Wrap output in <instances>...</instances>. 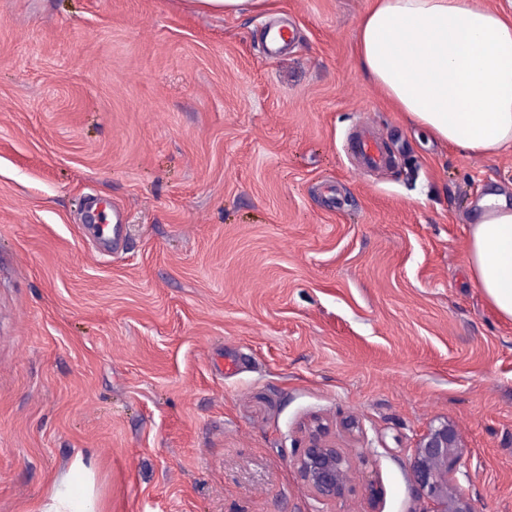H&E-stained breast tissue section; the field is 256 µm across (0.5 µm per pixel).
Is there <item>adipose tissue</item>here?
<instances>
[{"label": "adipose tissue", "mask_w": 512, "mask_h": 512, "mask_svg": "<svg viewBox=\"0 0 512 512\" xmlns=\"http://www.w3.org/2000/svg\"><path fill=\"white\" fill-rule=\"evenodd\" d=\"M354 43L359 69L433 138L463 155L512 145V18L482 0H370ZM478 206L468 271L512 320V205L491 194ZM34 512H103L92 460L76 456Z\"/></svg>", "instance_id": "adipose-tissue-1"}]
</instances>
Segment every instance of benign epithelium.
Listing matches in <instances>:
<instances>
[{
  "instance_id": "obj_1",
  "label": "benign epithelium",
  "mask_w": 512,
  "mask_h": 512,
  "mask_svg": "<svg viewBox=\"0 0 512 512\" xmlns=\"http://www.w3.org/2000/svg\"><path fill=\"white\" fill-rule=\"evenodd\" d=\"M300 432L301 446L292 462L300 480L317 502L343 503L352 492L347 480L349 456L336 445L329 423L319 415L303 422ZM469 464L457 426L446 418L431 421L416 439L409 459L413 481L430 504L429 512H473L457 479ZM365 497L366 512H380L381 486L369 484Z\"/></svg>"
}]
</instances>
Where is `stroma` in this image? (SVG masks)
I'll list each match as a JSON object with an SVG mask.
<instances>
[{"label": "stroma", "mask_w": 512, "mask_h": 512, "mask_svg": "<svg viewBox=\"0 0 512 512\" xmlns=\"http://www.w3.org/2000/svg\"><path fill=\"white\" fill-rule=\"evenodd\" d=\"M368 0H0V512L76 455L103 512H339L291 460L313 414L365 512H426L408 461L457 423L474 512H512V321L465 266L512 146L423 135L358 69ZM295 28L275 57L268 23ZM392 162L354 170L363 122ZM129 213L111 251L87 201ZM194 7L224 14H251L262 10L266 0H187Z\"/></svg>", "instance_id": "stroma-1"}]
</instances>
